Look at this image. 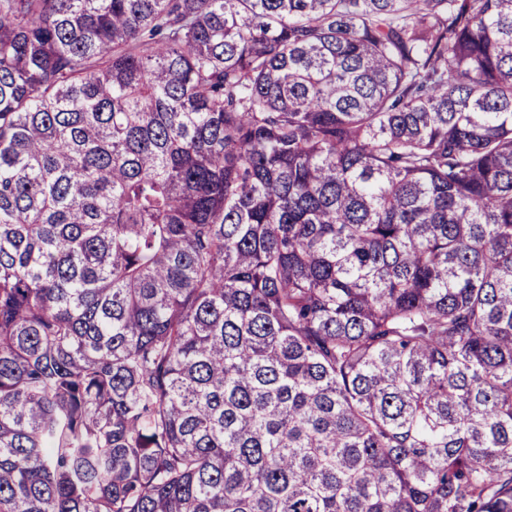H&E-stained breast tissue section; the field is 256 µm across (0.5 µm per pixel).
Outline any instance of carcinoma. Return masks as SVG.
Segmentation results:
<instances>
[{"mask_svg": "<svg viewBox=\"0 0 512 512\" xmlns=\"http://www.w3.org/2000/svg\"><path fill=\"white\" fill-rule=\"evenodd\" d=\"M0 512H512V0H0Z\"/></svg>", "mask_w": 512, "mask_h": 512, "instance_id": "1", "label": "carcinoma"}]
</instances>
